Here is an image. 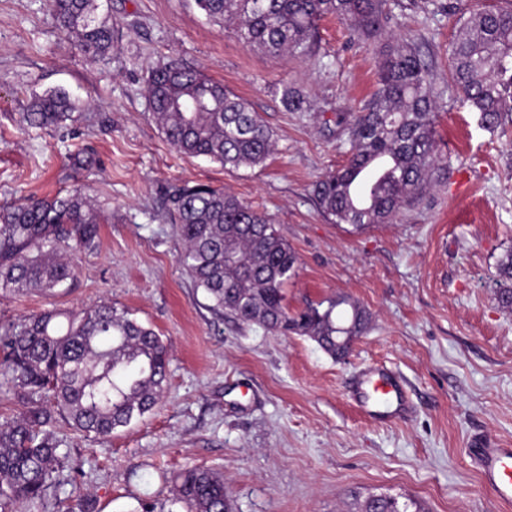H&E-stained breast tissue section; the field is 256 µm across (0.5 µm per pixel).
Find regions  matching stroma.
Listing matches in <instances>:
<instances>
[{
  "mask_svg": "<svg viewBox=\"0 0 512 512\" xmlns=\"http://www.w3.org/2000/svg\"><path fill=\"white\" fill-rule=\"evenodd\" d=\"M444 0H389L394 37L415 41L442 101L439 160L428 186L393 223L332 224L313 194L344 160L340 113L374 89L379 47L320 24L307 58H280L209 21L194 0H109L116 37L87 59L57 29L47 0H0V206L86 187L105 216L99 245L75 255L60 293L0 291V325L56 308H126L167 342L161 403L105 441L65 420L62 449L81 462L38 512H64L73 487L96 512L165 499L185 468L223 474L233 512H358L357 499L393 495L421 512H512L478 476L468 450L512 447V311L497 300L499 258L512 250V124L490 132L450 84L448 45L460 24ZM176 57L242 97L272 131L261 167L227 169L178 153L144 95L152 67ZM308 111L287 110L283 87ZM66 89L79 112L61 128L21 129L33 94ZM91 158L74 166V155ZM225 189L270 216L298 257L289 309L345 295L371 314L338 361L306 336H284L211 309L180 265L182 240L167 191L183 182ZM398 372L412 410L388 423L350 400L370 365Z\"/></svg>",
  "mask_w": 512,
  "mask_h": 512,
  "instance_id": "35a3bbf8",
  "label": "stroma"
}]
</instances>
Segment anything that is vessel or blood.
Segmentation results:
<instances>
[{"instance_id":"1","label":"vessel or blood","mask_w":512,"mask_h":512,"mask_svg":"<svg viewBox=\"0 0 512 512\" xmlns=\"http://www.w3.org/2000/svg\"><path fill=\"white\" fill-rule=\"evenodd\" d=\"M351 397L375 420H398L409 411L402 377L378 365L366 367L356 375ZM470 453L483 485L502 500L512 501V448H502L491 439L480 438L474 441Z\"/></svg>"}]
</instances>
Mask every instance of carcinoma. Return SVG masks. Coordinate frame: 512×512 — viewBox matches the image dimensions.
I'll use <instances>...</instances> for the list:
<instances>
[{
	"label": "carcinoma",
	"instance_id": "obj_1",
	"mask_svg": "<svg viewBox=\"0 0 512 512\" xmlns=\"http://www.w3.org/2000/svg\"><path fill=\"white\" fill-rule=\"evenodd\" d=\"M387 0H195L214 22L229 24L240 41L271 55L304 56L315 45L319 22L332 16L366 40L391 37ZM57 28L80 51L106 58L115 35L99 0H47ZM464 16L449 46L451 80L479 124L502 129L512 118V8L474 9L448 4ZM145 95L166 140L188 157L224 167H257L275 140L246 101L196 69L169 60L152 70ZM282 102L304 108L285 87ZM439 106L428 65L414 43H385L375 88L363 107L336 124L348 125L350 155L339 170L316 181L314 195L333 224L364 230L389 224L424 187L437 162ZM77 104L62 89L34 97L24 114L30 128L73 119ZM172 223L184 243L179 262L203 288L212 308L272 333L308 336L332 357L350 349L366 329L368 312L346 296L290 311L284 288L298 258L264 213L234 194L205 184H183L168 195ZM102 216L82 189L28 198L0 207V289L52 296L73 278L70 256L92 251ZM497 299L512 311V250L496 267ZM169 353L155 330L110 303L77 312L48 310L0 327V379L15 389L23 410L0 423V512L25 502L37 508L56 486L60 470L76 469L59 451L54 427L65 418L78 431L107 438L149 413L162 399ZM371 512H410L412 501L381 496ZM224 476L188 469L175 477L172 497L145 499L136 512H228Z\"/></svg>",
	"mask_w": 512,
	"mask_h": 512
}]
</instances>
